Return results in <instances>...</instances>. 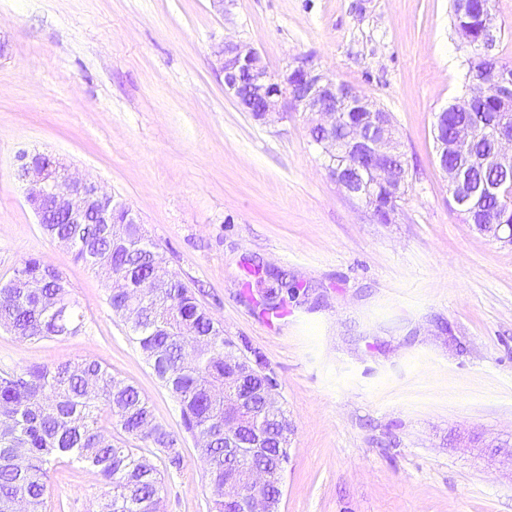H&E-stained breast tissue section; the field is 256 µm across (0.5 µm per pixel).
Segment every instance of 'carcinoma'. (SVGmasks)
<instances>
[{
	"mask_svg": "<svg viewBox=\"0 0 512 512\" xmlns=\"http://www.w3.org/2000/svg\"><path fill=\"white\" fill-rule=\"evenodd\" d=\"M454 25L474 37L466 59L464 84L481 77L490 84L512 82V65L498 64L485 70L481 33L487 21L495 20L492 0H473L469 11L453 7ZM505 111L494 94L479 107L480 129L472 145L448 154V167L466 166L475 185L497 183L495 197L479 210L466 214V221L479 232L488 224H512V179H504L487 153L490 123ZM377 214L399 206V200L380 189L365 197ZM50 238H71L76 259L96 256L92 268L107 280L106 301L124 318L128 337L146 357L156 378L173 395L180 408L184 428L194 438L203 434L207 445L196 444L206 464L210 489L209 512H225L224 480L235 482L244 497L265 494L275 507L281 503L282 472L275 470L279 448L288 440L265 451L236 461L224 458V396H233L234 386L224 389V330L199 304L195 294L174 273L155 264L153 244L142 225L125 224L122 232L127 250L112 262V238L100 234L96 224L43 225ZM17 274L0 288V297L10 302L0 305V324L22 342H41L67 336L82 326L83 315L63 277L43 261L28 258L16 268ZM155 275L160 287L146 302L147 313L133 314L118 302L122 289L112 287V279L133 273ZM107 411L110 423L125 438L99 426L100 414ZM251 422L264 423L271 431L288 427L282 406L263 408L258 398ZM140 440L159 449L165 471H180L183 456L177 437L155 422L148 400L138 389L112 376L96 361L32 365L0 376V512H15L24 503L26 512L46 508L47 465L51 461L94 469L108 487L98 504V512H161L166 485L162 470L150 455L130 446ZM253 468L271 470L270 482L258 487L248 480Z\"/></svg>",
	"mask_w": 512,
	"mask_h": 512,
	"instance_id": "cac0c4a2",
	"label": "carcinoma"
}]
</instances>
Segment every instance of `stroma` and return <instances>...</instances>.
Here are the masks:
<instances>
[{
	"instance_id": "35a3bbf8",
	"label": "stroma",
	"mask_w": 512,
	"mask_h": 512,
	"mask_svg": "<svg viewBox=\"0 0 512 512\" xmlns=\"http://www.w3.org/2000/svg\"><path fill=\"white\" fill-rule=\"evenodd\" d=\"M272 72L308 57L392 116L408 190L392 223L329 177L309 115L256 122L213 52ZM453 0H0V284L23 259L60 271L74 335L0 327V372L95 360L181 439L164 512H209L179 407L106 303L103 278L49 238L15 175L45 152L139 216L226 338L258 352L292 426L280 512H512V245L468 224L436 156V115L465 95ZM299 285L278 315L268 295ZM107 487L58 464L47 512H94Z\"/></svg>"
}]
</instances>
